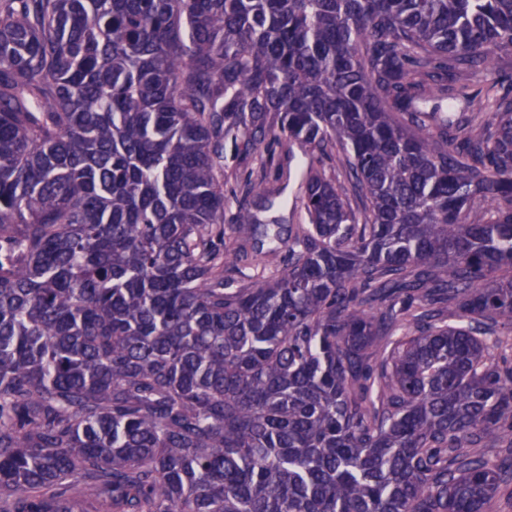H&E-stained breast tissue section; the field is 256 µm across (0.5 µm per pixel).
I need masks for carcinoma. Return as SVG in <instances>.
Wrapping results in <instances>:
<instances>
[{"mask_svg": "<svg viewBox=\"0 0 512 512\" xmlns=\"http://www.w3.org/2000/svg\"><path fill=\"white\" fill-rule=\"evenodd\" d=\"M503 55L512 0H0V512H486ZM270 134L306 223L243 203L228 246L226 147ZM512 60L508 58H499L487 69H480L472 74V82L477 86H483L486 83L503 80L510 74Z\"/></svg>", "mask_w": 512, "mask_h": 512, "instance_id": "obj_1", "label": "carcinoma"}]
</instances>
